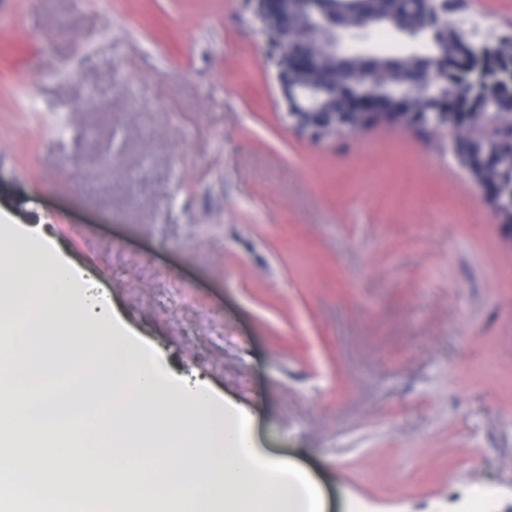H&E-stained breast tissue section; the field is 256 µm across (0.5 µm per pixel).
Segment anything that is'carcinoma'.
I'll return each instance as SVG.
<instances>
[{
    "instance_id": "1",
    "label": "carcinoma",
    "mask_w": 512,
    "mask_h": 512,
    "mask_svg": "<svg viewBox=\"0 0 512 512\" xmlns=\"http://www.w3.org/2000/svg\"><path fill=\"white\" fill-rule=\"evenodd\" d=\"M423 0H309L303 12L290 17L301 36L299 48L326 56V67L315 75L321 84L336 76V95L326 105L338 112L353 99L372 103L376 112H391L393 95L402 94L404 107L423 112L434 100L446 103L448 111L459 112L471 122L458 127L459 137L474 147L472 170L488 184L512 183V166L498 159L487 162L492 139L512 148V130L500 127L488 131L477 119L502 111L512 101V35L479 40L458 24L448 0H436L434 8L440 24L426 26L421 19ZM357 13L374 19L366 39L371 44V76L361 74L364 59L351 44L332 47L305 32L310 21L341 18ZM429 57L448 59V80L435 85L417 83V75Z\"/></svg>"
}]
</instances>
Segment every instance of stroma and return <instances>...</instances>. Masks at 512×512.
<instances>
[{
	"label": "stroma",
	"instance_id": "1",
	"mask_svg": "<svg viewBox=\"0 0 512 512\" xmlns=\"http://www.w3.org/2000/svg\"><path fill=\"white\" fill-rule=\"evenodd\" d=\"M512 32V0H462ZM246 0H0V227L159 368L253 408L328 512H512V229L447 137L316 140Z\"/></svg>",
	"mask_w": 512,
	"mask_h": 512
}]
</instances>
